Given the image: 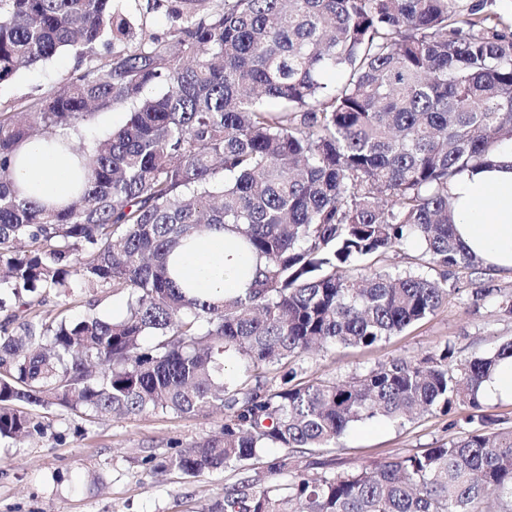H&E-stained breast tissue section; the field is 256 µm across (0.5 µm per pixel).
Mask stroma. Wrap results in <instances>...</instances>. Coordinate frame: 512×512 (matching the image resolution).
Wrapping results in <instances>:
<instances>
[{
	"mask_svg": "<svg viewBox=\"0 0 512 512\" xmlns=\"http://www.w3.org/2000/svg\"><path fill=\"white\" fill-rule=\"evenodd\" d=\"M65 51L22 71L0 86V104L17 105L53 94L84 65ZM447 306L370 348L319 347L304 354V377L346 381L376 365L405 358L417 363L444 345L459 358L484 354L512 340V317L498 312L489 289L512 291V276L486 269L459 273ZM46 436L0 446V512H204L224 498L233 474L178 472L155 476L150 458L173 457L218 432L224 415L156 414L131 419L103 417L79 428L77 417L51 416ZM451 417L425 414L403 422L371 419L354 423L340 447L324 457L333 470L352 471L410 455L458 435Z\"/></svg>",
	"mask_w": 512,
	"mask_h": 512,
	"instance_id": "stroma-1",
	"label": "stroma"
}]
</instances>
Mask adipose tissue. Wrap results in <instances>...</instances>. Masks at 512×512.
Here are the masks:
<instances>
[{
  "mask_svg": "<svg viewBox=\"0 0 512 512\" xmlns=\"http://www.w3.org/2000/svg\"><path fill=\"white\" fill-rule=\"evenodd\" d=\"M13 175L17 184L44 200L63 203L78 190L71 155L56 151L44 138L22 146ZM450 193L461 244L485 265L512 274V155L458 176ZM173 264L194 294L218 300L251 288L260 260L245 255L231 232L215 229L178 251Z\"/></svg>",
  "mask_w": 512,
  "mask_h": 512,
  "instance_id": "ef3b65f1",
  "label": "adipose tissue"
}]
</instances>
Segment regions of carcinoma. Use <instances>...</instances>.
<instances>
[{
    "instance_id": "obj_1",
    "label": "carcinoma",
    "mask_w": 512,
    "mask_h": 512,
    "mask_svg": "<svg viewBox=\"0 0 512 512\" xmlns=\"http://www.w3.org/2000/svg\"><path fill=\"white\" fill-rule=\"evenodd\" d=\"M119 2L0 0V85L62 50H111L63 90L0 109V308L28 317L24 336L0 325V443L45 436L53 410L92 423L211 406L221 431L152 465L241 474L209 512H512V428L493 427L478 394L512 340L343 383L293 385L292 369L262 383L316 344L371 347L436 314L456 291L448 274L483 266L454 237L449 187L512 151L505 0H166L163 35ZM116 106L120 128L68 137ZM36 136L81 157L65 206L12 177ZM215 227L265 263L245 294L210 303L176 283L170 255ZM410 241L415 266L374 268ZM107 285L134 296L120 318L95 298L79 319L35 313ZM228 357L244 366L230 382ZM461 405L460 436L369 471L298 473L268 453ZM262 454L265 477L245 475Z\"/></svg>"
}]
</instances>
